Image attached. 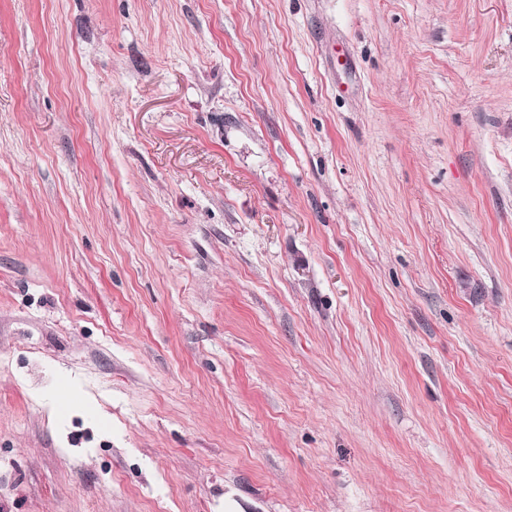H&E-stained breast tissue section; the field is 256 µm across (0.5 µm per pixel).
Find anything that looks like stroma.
<instances>
[{"mask_svg":"<svg viewBox=\"0 0 512 512\" xmlns=\"http://www.w3.org/2000/svg\"><path fill=\"white\" fill-rule=\"evenodd\" d=\"M0 512H512V0H0Z\"/></svg>","mask_w":512,"mask_h":512,"instance_id":"35a3bbf8","label":"stroma"}]
</instances>
